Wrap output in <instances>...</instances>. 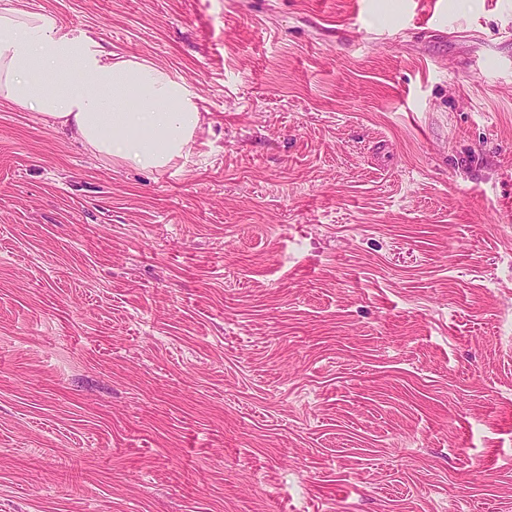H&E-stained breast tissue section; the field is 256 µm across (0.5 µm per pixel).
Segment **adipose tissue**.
Instances as JSON below:
<instances>
[{
  "mask_svg": "<svg viewBox=\"0 0 512 512\" xmlns=\"http://www.w3.org/2000/svg\"><path fill=\"white\" fill-rule=\"evenodd\" d=\"M0 100L51 119L94 155L144 170L188 159L202 126L185 81L76 39L45 12L0 6Z\"/></svg>",
  "mask_w": 512,
  "mask_h": 512,
  "instance_id": "adipose-tissue-1",
  "label": "adipose tissue"
}]
</instances>
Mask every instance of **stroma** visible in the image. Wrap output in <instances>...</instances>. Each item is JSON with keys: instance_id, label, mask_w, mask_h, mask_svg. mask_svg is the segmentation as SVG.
Here are the masks:
<instances>
[{"instance_id": "obj_1", "label": "stroma", "mask_w": 512, "mask_h": 512, "mask_svg": "<svg viewBox=\"0 0 512 512\" xmlns=\"http://www.w3.org/2000/svg\"><path fill=\"white\" fill-rule=\"evenodd\" d=\"M12 3L204 120L0 101V512H512V0Z\"/></svg>"}]
</instances>
